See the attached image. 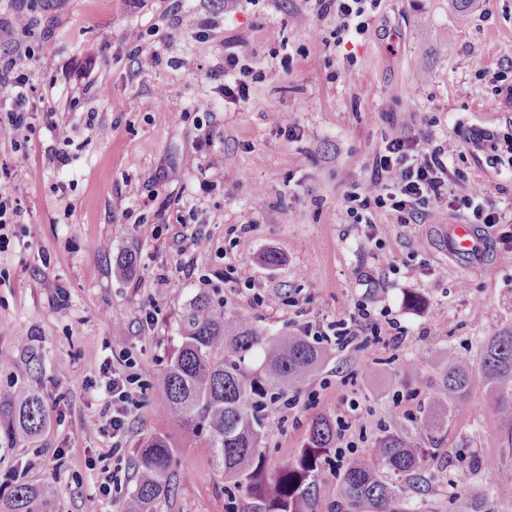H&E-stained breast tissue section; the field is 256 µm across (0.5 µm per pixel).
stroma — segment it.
Masks as SVG:
<instances>
[{"label": "stroma", "instance_id": "stroma-1", "mask_svg": "<svg viewBox=\"0 0 512 512\" xmlns=\"http://www.w3.org/2000/svg\"><path fill=\"white\" fill-rule=\"evenodd\" d=\"M317 0H42L27 13L36 51L33 97L52 89L57 113H33L19 135L23 162L0 132V192L18 198L35 238L20 227L0 251V397L21 388L42 396L41 436L0 439V474L30 465V484L47 488V512H83L98 486L90 451L111 439L96 428L104 360L123 329L143 386L129 416L127 465L156 432L176 433L160 415L157 381L179 344L185 306L207 292L225 315L247 316L279 339L305 324L340 319L367 306L383 338L371 332L347 349H324L322 365L283 391L289 406L265 416L266 468L275 472L303 448L310 419L322 414L342 433L322 469L319 512H331L345 464L367 454L385 431H418L448 356L478 362L485 338L512 328V0H377L368 27L335 39L334 16ZM214 22L198 33L202 18ZM151 44L164 65L139 69L135 48ZM234 45L240 63L261 78L249 96L224 101L211 69ZM92 87L69 109L76 80ZM93 125H86L87 113ZM430 136L451 150L449 191L480 197L504 217L480 224V260H448V227L401 224L379 210L372 226L354 223L344 196L367 190L374 157L399 136ZM70 156L50 162L49 145ZM219 153L213 190L199 187L196 160ZM167 203L185 224L144 236ZM253 231L236 243L239 225ZM209 235L195 251L192 276L175 272L192 232ZM279 257L268 266V252ZM135 255L123 273L121 258ZM249 268L251 288L234 290L224 265ZM158 325L148 329L146 312ZM400 326V346L387 345ZM38 358L40 371L29 368ZM416 364V377L407 367ZM475 382L455 405L448 435L425 457L423 512H459L463 484L488 488L495 512H512V452L502 448ZM69 463L51 474L55 449ZM170 492L153 512H230L244 488L224 478L207 448L179 449Z\"/></svg>", "mask_w": 512, "mask_h": 512}]
</instances>
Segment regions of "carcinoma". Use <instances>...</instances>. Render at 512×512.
<instances>
[{
	"mask_svg": "<svg viewBox=\"0 0 512 512\" xmlns=\"http://www.w3.org/2000/svg\"><path fill=\"white\" fill-rule=\"evenodd\" d=\"M181 343L160 379L157 410L175 417L176 435L158 433L138 456L131 512H152L169 491L178 448L201 440L215 467L243 483L242 512H318L322 465L336 444V428L325 416L314 417L298 455L274 474L267 473L261 448L265 424L253 410V396L281 391L303 381L322 363L323 353L303 336L267 341L245 316L226 317L206 292L186 305ZM256 348L265 352L263 375L249 382L244 364ZM478 370L490 395V413L503 447L512 450V328L487 338L480 347ZM474 382L472 367L453 356L438 365L437 389L422 421L428 439L448 436V407L465 400ZM5 435H40L47 414L39 393L25 389L0 397ZM425 449L412 432L397 427L381 436L374 457L349 462L336 488L334 512H413L410 501L381 475L374 461L420 490ZM464 512H492L489 493L465 491ZM45 490L19 484L0 498V512H41Z\"/></svg>",
	"mask_w": 512,
	"mask_h": 512,
	"instance_id": "obj_1",
	"label": "carcinoma"
}]
</instances>
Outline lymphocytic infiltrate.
I'll return each instance as SVG.
<instances>
[{
  "label": "lymphocytic infiltrate",
  "instance_id": "lymphocytic-infiltrate-1",
  "mask_svg": "<svg viewBox=\"0 0 512 512\" xmlns=\"http://www.w3.org/2000/svg\"><path fill=\"white\" fill-rule=\"evenodd\" d=\"M28 38L25 24L0 25V89L6 94L0 100V128L11 133L26 126L30 113L38 109L29 95L36 55ZM448 180L447 150L430 146L422 136L399 137L387 144L384 153L375 156L370 190L346 195L347 210L358 224L371 223L376 208L395 212L402 224H432L448 210L470 212L478 224L500 223V214L476 198L449 195ZM441 202L446 205L442 211L437 208ZM134 364L129 356L123 367L108 361L101 367L105 422L99 432L111 437L112 445L99 449L86 461L88 469L98 472L100 483L97 492L87 496L85 512H102L113 486L121 482L125 460L122 443L129 430V409L136 401L135 378L131 374Z\"/></svg>",
  "mask_w": 512,
  "mask_h": 512
}]
</instances>
